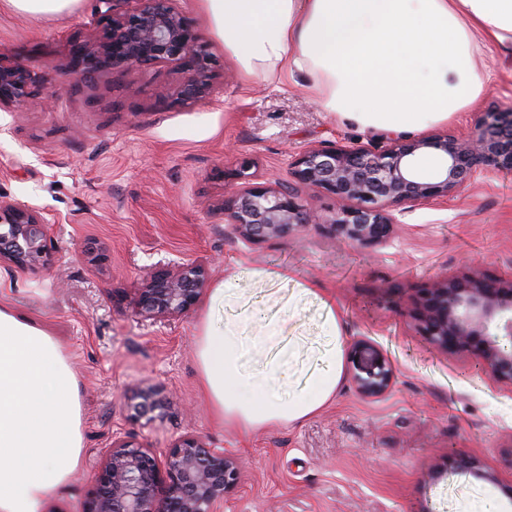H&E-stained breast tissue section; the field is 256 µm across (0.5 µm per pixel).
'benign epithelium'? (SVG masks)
Listing matches in <instances>:
<instances>
[{
    "mask_svg": "<svg viewBox=\"0 0 512 512\" xmlns=\"http://www.w3.org/2000/svg\"><path fill=\"white\" fill-rule=\"evenodd\" d=\"M96 2L105 8L107 25L98 39L73 49L69 76L91 79L108 71L174 62L184 68L182 101L194 103L209 94L215 60L171 0H138L137 8L118 13L114 0ZM35 84L30 71L0 60V109L23 106ZM423 148L443 153L433 182L410 167ZM491 171L512 172V111L484 113L462 137L310 148L291 163L288 182L234 192L224 203V220L229 234L247 241L288 237L309 224H323L355 247L375 248L396 234L399 221L393 208L452 196ZM301 188L334 196L339 210L331 215L311 211L300 200ZM46 224L43 213L28 203L0 196V265L51 264ZM207 281V270L192 262L174 269L157 266L130 298V307L150 320L181 316L196 305ZM410 317L430 344L476 354L491 379L512 385V280L490 279L476 269L435 279L413 298ZM348 374L355 390L369 399L385 396L395 382L392 364L365 337L349 344ZM134 400L137 418L152 419L169 404L156 385L139 388ZM448 467L496 482L492 472L466 453L455 454ZM242 472L238 457L195 434L178 437L161 453L114 436L83 512H224Z\"/></svg>",
    "mask_w": 512,
    "mask_h": 512,
    "instance_id": "1",
    "label": "benign epithelium"
}]
</instances>
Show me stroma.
I'll list each match as a JSON object with an SVG mask.
<instances>
[{"label": "stroma", "instance_id": "stroma-1", "mask_svg": "<svg viewBox=\"0 0 512 512\" xmlns=\"http://www.w3.org/2000/svg\"><path fill=\"white\" fill-rule=\"evenodd\" d=\"M173 5L216 60L210 95L196 103L180 99L175 63L69 79L74 45L107 22L96 0L61 16L22 15L0 0V54L37 79L23 107L0 111V194L44 212L55 252L44 268L0 269V299L66 347L83 412V462L44 512H80L113 436L163 449L186 433L246 464L224 512H470L493 498L512 512L504 493L512 466L503 459L512 386L418 336L402 294L474 267L512 279V173L490 172L454 196L405 207L398 235L375 249L349 246L320 225L256 242L227 236L220 210L241 185L287 179L308 148L375 146L387 136L341 126L288 82L245 80L199 0ZM475 64L483 94L439 134L457 137L488 109L512 110V58L486 44ZM54 86L60 95L49 107ZM91 247L104 261H90ZM177 262L201 264L213 282L259 266L320 283L336 299L345 340L367 337L392 363L393 389L366 399L345 379L300 425L246 434L217 423L199 388L196 312L153 321L127 304L153 267ZM142 385L172 396L164 417L134 418L128 397ZM452 450L476 456L497 484L450 472Z\"/></svg>", "mask_w": 512, "mask_h": 512}]
</instances>
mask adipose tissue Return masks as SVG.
<instances>
[{"instance_id": "obj_1", "label": "adipose tissue", "mask_w": 512, "mask_h": 512, "mask_svg": "<svg viewBox=\"0 0 512 512\" xmlns=\"http://www.w3.org/2000/svg\"><path fill=\"white\" fill-rule=\"evenodd\" d=\"M247 78L301 77L341 124L419 134L483 92L482 43L512 55V0H200ZM218 281L194 338L199 380L221 423L250 432L303 423L332 401L343 375V326L314 282L286 269ZM318 301L322 344L297 331ZM278 305L268 314L267 304ZM84 448L79 381L50 329L0 300V512H43Z\"/></svg>"}]
</instances>
